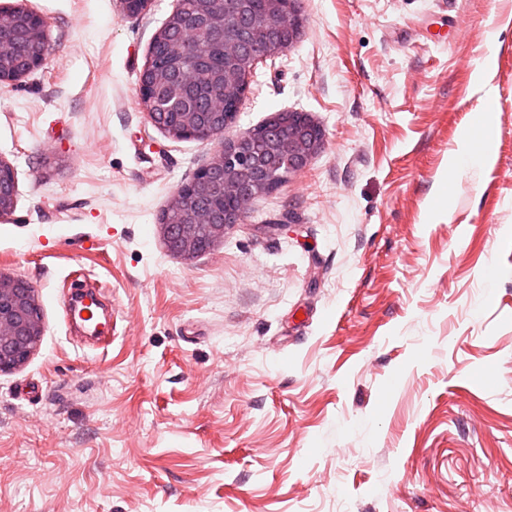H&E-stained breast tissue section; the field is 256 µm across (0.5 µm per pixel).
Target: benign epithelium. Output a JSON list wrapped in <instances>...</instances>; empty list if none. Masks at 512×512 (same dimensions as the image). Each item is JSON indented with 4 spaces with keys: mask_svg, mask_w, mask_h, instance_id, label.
Segmentation results:
<instances>
[{
    "mask_svg": "<svg viewBox=\"0 0 512 512\" xmlns=\"http://www.w3.org/2000/svg\"><path fill=\"white\" fill-rule=\"evenodd\" d=\"M23 17L21 27L6 31L0 27V45L7 47L13 38L23 36L35 45L26 64L21 67L3 68L0 65V82H16L31 71L43 66L50 54L48 37L50 21L47 17L28 8L19 12ZM271 31L278 35L286 31L300 36L299 12L286 25L276 19L268 20ZM188 48L180 45L172 47L169 76L162 87L148 79L155 72L152 62H147L138 80V96L146 113L148 122L173 137L223 139L220 149L211 162L206 165L205 173L212 181L205 180L192 186H182L173 196L169 209L183 210L187 220L183 224H170L167 217L160 218L163 237L168 250L177 256L190 259L210 249L218 240L224 239V231L239 223L247 213L253 199L269 184L259 179L260 173L272 166L285 165L288 172L298 171L308 165L324 145V133L320 125L309 115L297 124L293 131H284V124H293V120L283 122L280 114L267 124L263 138L276 150L273 158L266 160L255 155L251 149L253 135L246 132L232 139H224V125H215L207 118L224 113L211 112L200 116L198 112L182 113V124L175 127L167 121L168 111L182 105L189 98L188 89L195 81L188 75L206 70L209 59L196 57L192 60L194 70L182 67ZM224 190V197L231 199L232 207L223 213L196 203V196L208 191L213 185ZM16 182L14 169L0 157V218L9 216L14 207ZM42 334L41 316L34 297V289L26 280L0 272V372L13 370L23 364L35 348L38 336Z\"/></svg>",
    "mask_w": 512,
    "mask_h": 512,
    "instance_id": "benign-epithelium-1",
    "label": "benign epithelium"
}]
</instances>
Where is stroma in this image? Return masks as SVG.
<instances>
[{
    "instance_id": "1",
    "label": "stroma",
    "mask_w": 512,
    "mask_h": 512,
    "mask_svg": "<svg viewBox=\"0 0 512 512\" xmlns=\"http://www.w3.org/2000/svg\"><path fill=\"white\" fill-rule=\"evenodd\" d=\"M51 22L0 83V272L43 332L0 372V512H512V0H299L234 137L310 114L322 150L211 249L159 219L215 139L152 126L138 76L178 0H0ZM496 99L493 161L426 221ZM105 287L109 345L65 316ZM16 182L14 169L5 159L0 157V218L8 217L14 207Z\"/></svg>"
}]
</instances>
